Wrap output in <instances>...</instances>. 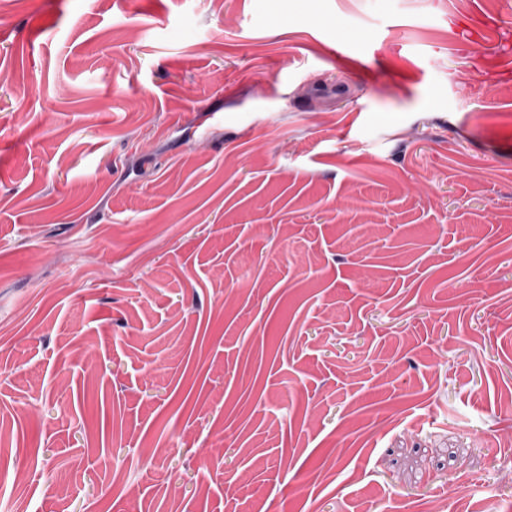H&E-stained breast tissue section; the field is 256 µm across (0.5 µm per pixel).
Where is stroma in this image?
Masks as SVG:
<instances>
[{
	"mask_svg": "<svg viewBox=\"0 0 512 512\" xmlns=\"http://www.w3.org/2000/svg\"><path fill=\"white\" fill-rule=\"evenodd\" d=\"M0 512H512L504 0H0Z\"/></svg>",
	"mask_w": 512,
	"mask_h": 512,
	"instance_id": "stroma-1",
	"label": "stroma"
}]
</instances>
